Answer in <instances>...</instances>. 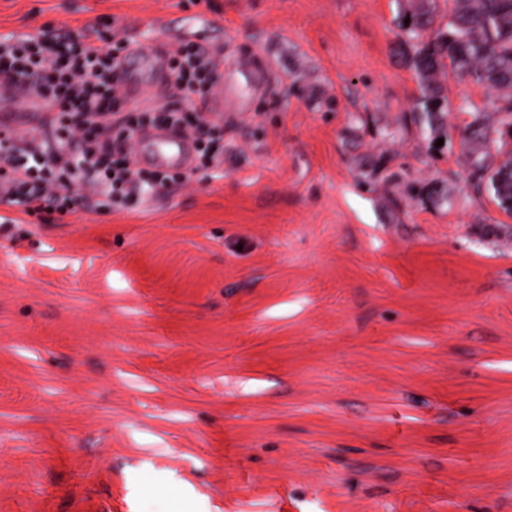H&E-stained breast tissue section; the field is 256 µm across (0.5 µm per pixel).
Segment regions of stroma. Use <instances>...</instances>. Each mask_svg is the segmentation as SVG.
<instances>
[{"label":"stroma","instance_id":"1","mask_svg":"<svg viewBox=\"0 0 512 512\" xmlns=\"http://www.w3.org/2000/svg\"><path fill=\"white\" fill-rule=\"evenodd\" d=\"M425 5L0 0L167 16L225 75L216 178L0 231V512H512V215L463 139L497 92L438 72L421 134Z\"/></svg>","mask_w":512,"mask_h":512}]
</instances>
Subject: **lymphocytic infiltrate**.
Returning a JSON list of instances; mask_svg holds the SVG:
<instances>
[{
	"instance_id": "lymphocytic-infiltrate-1",
	"label": "lymphocytic infiltrate",
	"mask_w": 512,
	"mask_h": 512,
	"mask_svg": "<svg viewBox=\"0 0 512 512\" xmlns=\"http://www.w3.org/2000/svg\"><path fill=\"white\" fill-rule=\"evenodd\" d=\"M128 40L65 28L0 34V76L34 91L50 113L35 129L0 128V204L50 222L87 205L121 209L176 184L215 178L224 162V127L204 109L223 56L190 39L168 46V103L128 108L116 67ZM176 124L195 140L199 166L169 174L137 167L131 139L143 123Z\"/></svg>"
}]
</instances>
